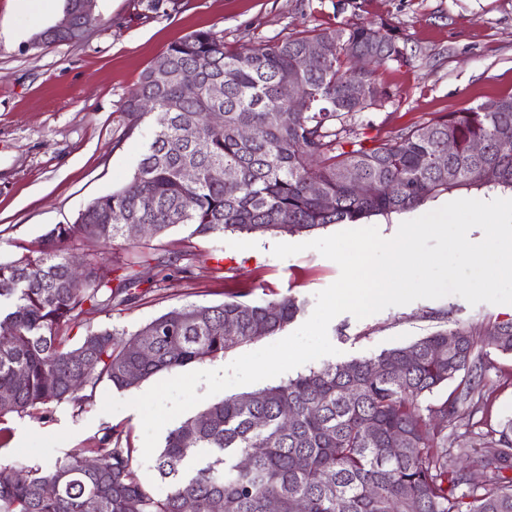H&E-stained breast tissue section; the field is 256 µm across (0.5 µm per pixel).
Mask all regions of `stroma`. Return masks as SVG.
Listing matches in <instances>:
<instances>
[{"mask_svg":"<svg viewBox=\"0 0 512 512\" xmlns=\"http://www.w3.org/2000/svg\"><path fill=\"white\" fill-rule=\"evenodd\" d=\"M96 0L97 18L76 44L36 48L33 36L49 18L0 0V260L37 248L55 225L71 224L94 199L127 186L153 130L151 118L131 126L123 110L152 60L196 31L223 36L228 49L249 53L264 41L339 22L386 24L408 34L412 58L388 64L378 78L395 96L363 113L364 139H387L468 104L512 94V0ZM336 224L315 234L224 233L201 236L172 227L143 241L117 240L97 247L116 276L135 269L142 285L134 304L76 320L72 342L88 329L130 335L160 315L187 305H218L230 296L264 304L295 297L301 312L288 324L295 331L312 314L315 295L335 282L338 265L317 251L285 259L278 243L339 232ZM512 321V305H470L449 295L393 306L364 319L343 313L328 336L337 352L302 365L308 373L354 359H370L436 331L458 325L483 332ZM153 379L119 390L101 383L80 406L51 404L28 414L0 417V465L23 469L95 455L106 432L134 447L132 466L157 495L169 484L155 461H144L139 413L125 407L103 413L105 397L124 401L149 390ZM473 404L456 417L435 418L459 452V468L477 471L484 450L477 434L512 418V354L488 350Z\"/></svg>","mask_w":512,"mask_h":512,"instance_id":"1","label":"stroma"}]
</instances>
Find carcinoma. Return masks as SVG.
<instances>
[{
	"instance_id": "carcinoma-1",
	"label": "carcinoma",
	"mask_w": 512,
	"mask_h": 512,
	"mask_svg": "<svg viewBox=\"0 0 512 512\" xmlns=\"http://www.w3.org/2000/svg\"><path fill=\"white\" fill-rule=\"evenodd\" d=\"M326 39L334 51L310 63L298 80V102H288L279 76L307 46ZM408 43V35L385 26L339 22L269 40L247 55L226 50L211 31L160 54L156 61H166L171 72L194 69L197 80L191 87L174 78L158 83L153 64L142 74L138 94L153 101L156 126L129 185L93 200L74 223L55 225L38 250L0 261V324L15 330L0 336V396H10L0 401V416L81 404L104 381L130 388L274 334L300 312L292 296L264 306L237 299L191 304L128 339L91 330L72 346L65 324L135 302L139 283L132 272L114 283L112 267L88 254L74 259L68 247L75 241H116L126 224H144L152 237L180 224L198 235L227 229L295 235L411 210L445 191L512 190V95L497 99L495 112L462 107L370 147L357 140L356 116L395 97L375 68L408 63ZM357 52L366 54L369 67L356 68ZM228 70L234 82L213 97L211 86ZM203 112H219L221 119L204 125ZM196 123L197 140L179 142L181 127ZM242 127L253 136L241 137ZM474 141L486 143L484 154L470 152ZM214 165L230 170L232 181L210 180ZM186 167L197 172L191 184L181 178ZM313 181L335 200L332 211L310 193ZM140 196L152 207H141ZM74 264L82 268L80 288L71 282ZM450 336L457 337L451 348ZM137 345L151 357L138 359ZM486 347L512 354V322L483 334L463 326L438 331L374 359L312 370L217 402L166 436L157 471L172 487L163 497L133 470L136 449L129 446L24 471L0 467V512H214L217 501L222 512H267L271 499L280 512H296L300 503L305 512H512V477L504 474L512 419L482 470L462 473L448 437L431 426L434 417L455 414L456 401L421 406L437 389L466 381ZM85 355L93 359L89 370ZM132 369L135 382L127 377ZM395 431L405 438L399 456L390 453ZM200 448L213 454L186 473Z\"/></svg>"
}]
</instances>
